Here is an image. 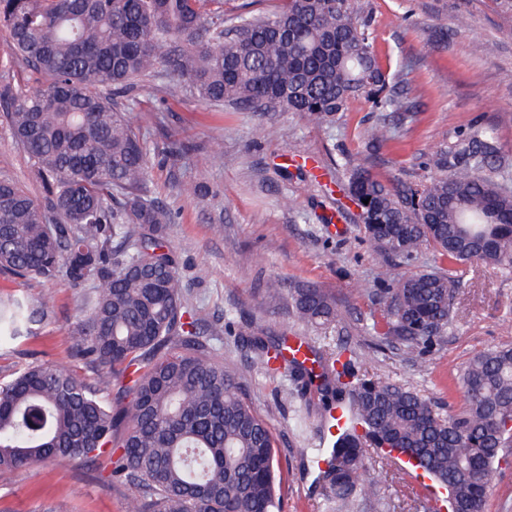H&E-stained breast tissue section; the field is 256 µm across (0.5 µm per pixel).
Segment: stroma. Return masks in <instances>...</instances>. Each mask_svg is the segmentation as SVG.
Segmentation results:
<instances>
[{
	"instance_id": "35a3bbf8",
	"label": "stroma",
	"mask_w": 512,
	"mask_h": 512,
	"mask_svg": "<svg viewBox=\"0 0 512 512\" xmlns=\"http://www.w3.org/2000/svg\"><path fill=\"white\" fill-rule=\"evenodd\" d=\"M354 7L370 23L390 91L407 96L414 110L398 139L382 146L360 138L382 117L362 99L331 128L293 112L170 98L165 86L182 78L163 69L122 105L147 151L146 191L173 216L166 244L211 326L212 351L278 440L283 512H331L312 453L330 433L299 401L280 399L285 372H265L253 361L251 337L300 328L287 296L270 292L272 280L335 295V331L306 335L315 348L342 349L358 376L407 383L443 408L460 406L456 377L475 354L512 346V275L481 264L466 268L454 319L430 352L373 336L369 313L384 306L385 272L364 240L360 207L344 193L351 164L389 184L429 180L432 155L474 120L495 124L512 155V39L502 36L512 29V8L504 0H354ZM0 78L23 92L44 82L16 59L1 32ZM175 141L186 151L172 158L167 149ZM1 176L40 197L28 156L0 116ZM186 183L197 194H185ZM7 293L46 301L51 314L36 335L0 342V379L34 363L94 381L96 370L79 355L73 333L89 288L0 275V295ZM366 465L369 483L347 512H432L435 499L421 482L395 479V459L372 450ZM138 497L133 484L108 480L93 461L48 460L0 476V512H134ZM485 509L512 512V447L495 464Z\"/></svg>"
}]
</instances>
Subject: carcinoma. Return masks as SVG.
Instances as JSON below:
<instances>
[{"label": "carcinoma", "mask_w": 512, "mask_h": 512, "mask_svg": "<svg viewBox=\"0 0 512 512\" xmlns=\"http://www.w3.org/2000/svg\"><path fill=\"white\" fill-rule=\"evenodd\" d=\"M282 2L226 26L224 0H0L15 55L46 78L25 93L0 82V111L41 187L36 200L0 180V271L93 288L74 333L103 369L90 383L32 364L0 381V475L50 458L103 460L109 479L139 489L138 512H281L276 438L208 350L165 244L171 214L147 199V152L119 99L162 65L187 78L168 88L173 98L188 91L329 126L351 100L371 99L389 118L364 130L367 145L396 139L411 105L387 92L352 0ZM432 167L421 184L388 186L365 167L349 175L384 265L428 249L446 262L393 281L389 304L371 315L373 335L424 352L451 322L460 267L512 270V163L496 127L459 129ZM288 306L317 331L336 323L324 288L293 286ZM48 316L44 305L0 298V339L28 336ZM286 344L252 342L267 371L288 373L286 397L325 423L335 409L346 417L332 447L314 449L327 501H352L376 448L414 460L448 491V512H484L494 464L512 447L511 347L467 362L456 378L463 403L444 415L404 384L358 377L340 351L310 346L311 361L285 363Z\"/></svg>", "instance_id": "cac0c4a2"}]
</instances>
